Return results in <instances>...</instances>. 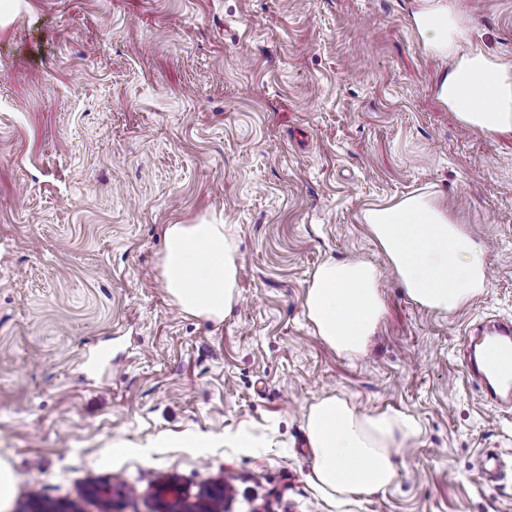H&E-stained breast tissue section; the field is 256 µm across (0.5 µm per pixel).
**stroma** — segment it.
Instances as JSON below:
<instances>
[{"mask_svg": "<svg viewBox=\"0 0 512 512\" xmlns=\"http://www.w3.org/2000/svg\"><path fill=\"white\" fill-rule=\"evenodd\" d=\"M474 47L512 65V0H456ZM414 0H29L0 29V459L6 512H512V407L468 377L466 330L512 320V137L436 96L449 64ZM435 193L484 250L483 290L449 315L408 299L363 214ZM237 230L240 299L180 313L164 230ZM372 263L385 315L339 356L303 313L327 259ZM109 359L88 369L95 346ZM413 414L400 477L337 499L312 481L320 397ZM247 434L253 448L233 447ZM504 479L487 482L482 452Z\"/></svg>", "mask_w": 512, "mask_h": 512, "instance_id": "1", "label": "stroma"}]
</instances>
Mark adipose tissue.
<instances>
[{
    "instance_id": "ef3b65f1",
    "label": "adipose tissue",
    "mask_w": 512,
    "mask_h": 512,
    "mask_svg": "<svg viewBox=\"0 0 512 512\" xmlns=\"http://www.w3.org/2000/svg\"><path fill=\"white\" fill-rule=\"evenodd\" d=\"M412 25L427 53L451 63L436 94L457 121L491 137L512 132V66L471 47L470 27L454 0H418ZM364 221L406 296L418 305L448 314L483 288L478 242L434 194L371 208ZM239 270L231 225H167L160 274L184 314L223 322L238 303ZM378 278L372 264L358 260H329L313 273L305 314L315 335L337 354L366 353L385 313ZM305 431L317 487L347 498L393 485L399 450L420 436L421 425L407 413H365L328 395L310 405Z\"/></svg>"
}]
</instances>
